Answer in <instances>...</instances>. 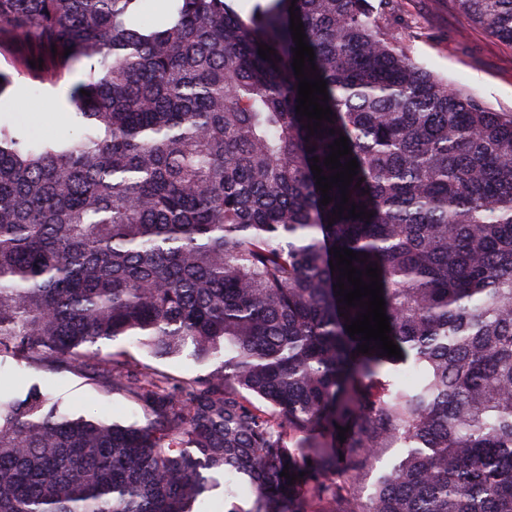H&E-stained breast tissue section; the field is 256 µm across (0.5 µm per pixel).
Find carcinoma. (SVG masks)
<instances>
[{
    "instance_id": "cac0c4a2",
    "label": "carcinoma",
    "mask_w": 512,
    "mask_h": 512,
    "mask_svg": "<svg viewBox=\"0 0 512 512\" xmlns=\"http://www.w3.org/2000/svg\"><path fill=\"white\" fill-rule=\"evenodd\" d=\"M453 3L512 45V0ZM144 4L0 0V97L31 60L39 84L93 61L76 136L0 120V366L144 417L0 393V512H198L219 476L224 512H512V112L415 60L401 0H167L151 27ZM291 6L336 114L313 135ZM342 135L359 168L330 223L311 165L335 174ZM335 247L380 269L402 357L357 352ZM121 336L212 369L102 353ZM382 448L407 453L366 494ZM1 381L2 386L9 383L17 389L39 383L54 396L61 397L77 414L103 413L125 423L144 420L142 412L127 400L102 392L80 374H51L33 367L18 368L8 359L2 367Z\"/></svg>"
}]
</instances>
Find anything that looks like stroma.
I'll use <instances>...</instances> for the list:
<instances>
[{
  "label": "stroma",
  "mask_w": 512,
  "mask_h": 512,
  "mask_svg": "<svg viewBox=\"0 0 512 512\" xmlns=\"http://www.w3.org/2000/svg\"><path fill=\"white\" fill-rule=\"evenodd\" d=\"M402 14L406 43L419 62L449 83L471 91L491 108L512 111V45L473 24L456 10L452 0H403ZM79 78L75 72L57 84L41 85L34 96L29 92L31 77L18 76L13 96L0 101V116L36 136L69 134L68 94ZM102 349L127 351L141 362L178 377L192 378L206 370L186 353L173 358L153 357L131 336L107 342ZM0 381L17 389L40 384L77 414L103 413L126 423L143 418L127 400L102 392L79 374H51L8 362L0 367Z\"/></svg>",
  "instance_id": "obj_1"
}]
</instances>
